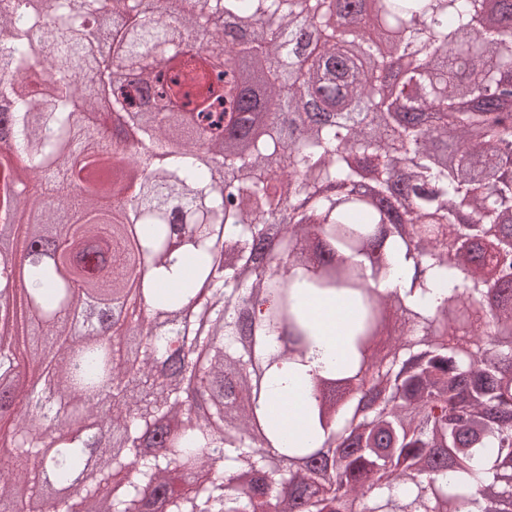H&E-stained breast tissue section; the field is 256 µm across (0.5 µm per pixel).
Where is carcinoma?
I'll list each match as a JSON object with an SVG mask.
<instances>
[{
  "label": "carcinoma",
  "mask_w": 512,
  "mask_h": 512,
  "mask_svg": "<svg viewBox=\"0 0 512 512\" xmlns=\"http://www.w3.org/2000/svg\"><path fill=\"white\" fill-rule=\"evenodd\" d=\"M339 2L53 0L48 17L0 0V226L27 220L18 276L38 314L0 330V358L27 347L69 397L17 403L23 372L0 379L10 512H73L42 500L47 476L84 480L97 512H512V185L498 177L512 154L497 152L512 79H489L512 34L483 24L485 0ZM216 16L239 33L195 45ZM374 21L410 49L391 121ZM124 69L147 95L108 83ZM287 82L344 116L308 123L303 100L277 96ZM116 110L158 157L147 175L106 136ZM362 151L374 196L323 193L356 182ZM22 168L39 197L18 198ZM394 272L409 287L380 290ZM83 297L92 320L52 325ZM336 300L351 311L341 358L309 309ZM390 311L399 338L380 359ZM124 333L142 343L130 371ZM297 390L293 437L272 407ZM104 402L121 458L65 427ZM32 426L55 428V454ZM129 460L132 481L108 480Z\"/></svg>",
  "instance_id": "1"
}]
</instances>
